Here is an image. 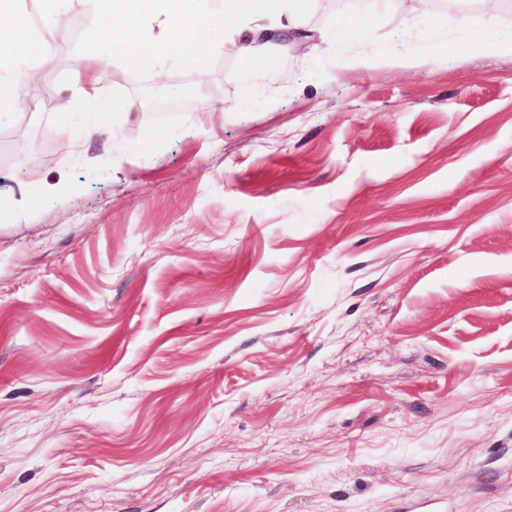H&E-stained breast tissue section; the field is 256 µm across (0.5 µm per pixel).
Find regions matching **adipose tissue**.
<instances>
[{
    "label": "adipose tissue",
    "instance_id": "obj_1",
    "mask_svg": "<svg viewBox=\"0 0 512 512\" xmlns=\"http://www.w3.org/2000/svg\"><path fill=\"white\" fill-rule=\"evenodd\" d=\"M17 0H0V114L38 110L36 97L23 95L31 60L49 58L53 31L68 21L72 0H41L26 26L16 22ZM302 23L297 0H94L87 50L73 74L84 98H98L104 43L122 49L127 65L152 70L177 59L204 73L210 59L232 48L245 62L259 57L262 35L288 31Z\"/></svg>",
    "mask_w": 512,
    "mask_h": 512
}]
</instances>
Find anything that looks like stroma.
Returning <instances> with one entry per match:
<instances>
[{
    "label": "stroma",
    "instance_id": "stroma-1",
    "mask_svg": "<svg viewBox=\"0 0 512 512\" xmlns=\"http://www.w3.org/2000/svg\"><path fill=\"white\" fill-rule=\"evenodd\" d=\"M92 7L0 118V512H512V0H320L258 69L109 52L68 153ZM488 11L505 45L456 42Z\"/></svg>",
    "mask_w": 512,
    "mask_h": 512
}]
</instances>
